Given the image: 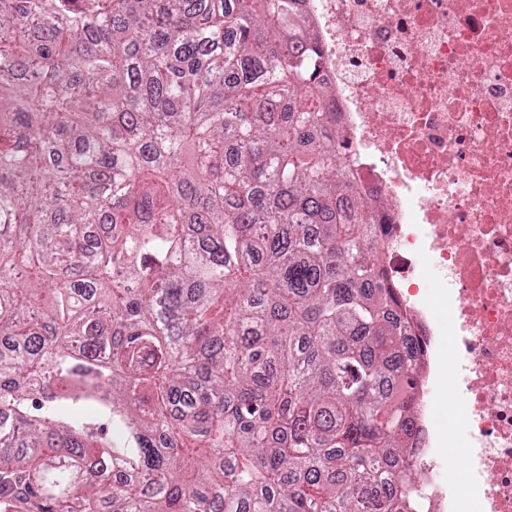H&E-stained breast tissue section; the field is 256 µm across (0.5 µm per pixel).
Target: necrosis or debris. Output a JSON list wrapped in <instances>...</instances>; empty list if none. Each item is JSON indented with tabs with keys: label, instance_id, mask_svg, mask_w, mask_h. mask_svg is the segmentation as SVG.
<instances>
[{
	"label": "necrosis or debris",
	"instance_id": "obj_1",
	"mask_svg": "<svg viewBox=\"0 0 512 512\" xmlns=\"http://www.w3.org/2000/svg\"><path fill=\"white\" fill-rule=\"evenodd\" d=\"M297 14L319 40L369 238L421 340L414 445L423 461L448 441L464 451L462 484H428L431 510L512 512V0H298ZM447 372L448 413L434 398Z\"/></svg>",
	"mask_w": 512,
	"mask_h": 512
}]
</instances>
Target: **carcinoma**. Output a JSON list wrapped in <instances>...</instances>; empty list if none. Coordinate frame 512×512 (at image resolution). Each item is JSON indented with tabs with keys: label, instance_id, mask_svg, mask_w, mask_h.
I'll return each mask as SVG.
<instances>
[{
	"label": "carcinoma",
	"instance_id": "obj_1",
	"mask_svg": "<svg viewBox=\"0 0 512 512\" xmlns=\"http://www.w3.org/2000/svg\"><path fill=\"white\" fill-rule=\"evenodd\" d=\"M295 2L0 0V506L425 512Z\"/></svg>",
	"mask_w": 512,
	"mask_h": 512
}]
</instances>
